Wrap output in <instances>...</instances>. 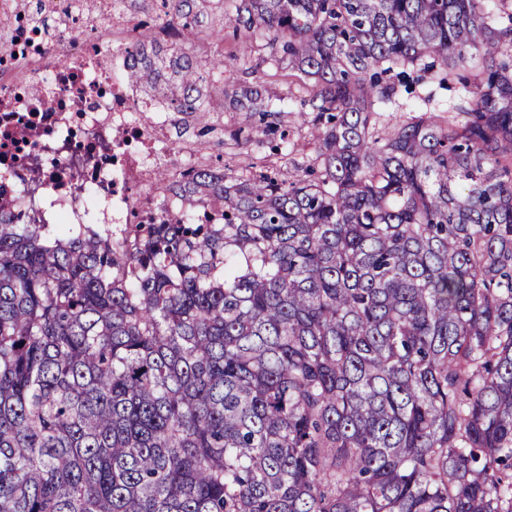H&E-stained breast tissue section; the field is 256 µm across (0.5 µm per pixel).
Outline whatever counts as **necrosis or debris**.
<instances>
[{"label":"necrosis or debris","instance_id":"obj_1","mask_svg":"<svg viewBox=\"0 0 512 512\" xmlns=\"http://www.w3.org/2000/svg\"><path fill=\"white\" fill-rule=\"evenodd\" d=\"M141 19L107 18L83 0H0V211L25 210L39 224L180 221L186 211L222 223L219 209L172 197L157 175L182 182L202 164L197 141L178 160L163 145L166 108L125 77Z\"/></svg>","mask_w":512,"mask_h":512}]
</instances>
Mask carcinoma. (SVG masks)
I'll use <instances>...</instances> for the list:
<instances>
[{
  "label": "carcinoma",
  "instance_id": "1",
  "mask_svg": "<svg viewBox=\"0 0 512 512\" xmlns=\"http://www.w3.org/2000/svg\"><path fill=\"white\" fill-rule=\"evenodd\" d=\"M296 72L307 179L193 170L224 210L114 247L0 212V512H512L508 0H151ZM479 71L455 116L379 133L404 68ZM188 42L128 56L184 115L214 91Z\"/></svg>",
  "mask_w": 512,
  "mask_h": 512
}]
</instances>
